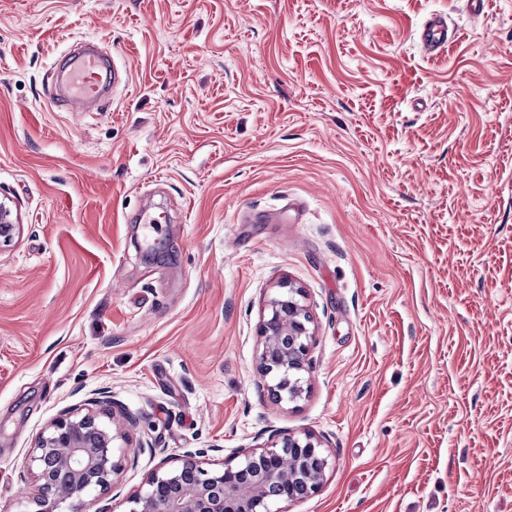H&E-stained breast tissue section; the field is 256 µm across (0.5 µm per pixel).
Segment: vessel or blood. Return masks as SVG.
I'll return each instance as SVG.
<instances>
[{"instance_id": "obj_1", "label": "vessel or blood", "mask_w": 512, "mask_h": 512, "mask_svg": "<svg viewBox=\"0 0 512 512\" xmlns=\"http://www.w3.org/2000/svg\"><path fill=\"white\" fill-rule=\"evenodd\" d=\"M420 41L427 51L443 50L448 46V24L439 17L431 18L424 25ZM111 65L94 47L72 57L65 67L60 68V76L71 79L70 91L63 98L69 109L83 111L86 103L106 96L110 89L109 80L104 79V71Z\"/></svg>"}]
</instances>
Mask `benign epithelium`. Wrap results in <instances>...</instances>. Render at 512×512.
I'll return each instance as SVG.
<instances>
[{"label": "benign epithelium", "mask_w": 512, "mask_h": 512, "mask_svg": "<svg viewBox=\"0 0 512 512\" xmlns=\"http://www.w3.org/2000/svg\"><path fill=\"white\" fill-rule=\"evenodd\" d=\"M19 231L11 206L0 200V247L10 245ZM311 323L302 290L279 282L259 327V370L277 402H293L304 393L300 373L314 336ZM115 438L113 426L92 414L52 421L30 456L38 512H86L89 495L106 489L120 470ZM327 465L321 442L309 433L243 450L217 470L203 468L200 453L187 452L178 466L152 472L145 487L127 498V512H281L275 503L316 492Z\"/></svg>", "instance_id": "obj_1"}]
</instances>
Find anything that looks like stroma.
<instances>
[{
  "mask_svg": "<svg viewBox=\"0 0 512 512\" xmlns=\"http://www.w3.org/2000/svg\"><path fill=\"white\" fill-rule=\"evenodd\" d=\"M89 41L128 73L73 112L53 75ZM0 197V512L96 399L136 421L94 512L283 432L328 458L286 512H512V0H0ZM285 278L315 336L278 403ZM420 41L425 51L443 50L448 47V24L439 17L431 18L424 25ZM17 216L13 214L11 206L0 200V247L8 246L18 235L20 225ZM303 299L301 288L288 280L280 281L267 301L259 327L263 338L259 370L267 392L276 402H293L304 393L300 373L309 360L314 332Z\"/></svg>",
  "mask_w": 512,
  "mask_h": 512,
  "instance_id": "obj_1",
  "label": "stroma"
}]
</instances>
